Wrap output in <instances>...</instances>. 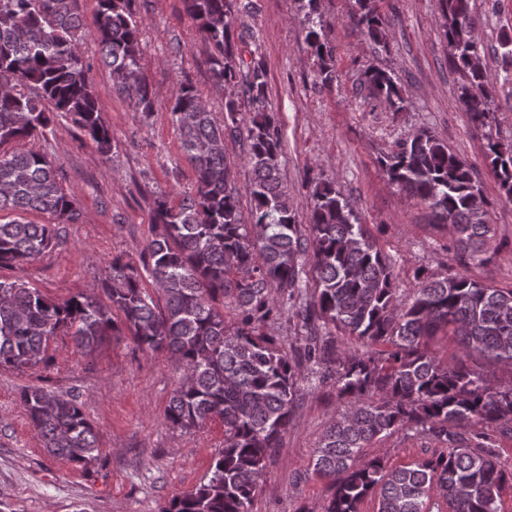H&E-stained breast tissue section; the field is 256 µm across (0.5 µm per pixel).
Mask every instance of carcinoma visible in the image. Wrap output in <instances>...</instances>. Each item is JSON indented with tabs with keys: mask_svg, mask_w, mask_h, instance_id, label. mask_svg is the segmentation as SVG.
<instances>
[{
	"mask_svg": "<svg viewBox=\"0 0 512 512\" xmlns=\"http://www.w3.org/2000/svg\"><path fill=\"white\" fill-rule=\"evenodd\" d=\"M133 0H97L93 41L118 93L137 112H153L154 92L142 64L140 22ZM318 0H297L304 41L331 79L335 46ZM448 60L463 82L458 98L482 131L484 153L501 199L512 203V145L492 134V84L474 43L471 0H440ZM210 48L208 63L224 88L218 123L190 81L180 83L171 116L195 172V192L175 200L151 197L154 236L140 263L117 257L95 293L56 302L39 289L0 277V367L24 373L48 366L49 342L69 337L93 350L115 329L112 311L139 349L167 357L180 371L165 411L185 432L212 421L224 425V447L207 481L173 498L161 512H251L266 459L280 447L301 396L302 368L332 379L347 405L322 433L313 471L333 481L322 512H500L512 490L501 438H512V384L493 386L477 361L512 366V287L462 273L436 278L416 273L411 294H398L396 263L366 234L358 211L335 186L318 182L308 231L296 223L280 177L283 140L267 106L264 58L244 53L247 35L236 15L241 0H184ZM356 26L381 48L389 29L377 0H356ZM78 0H0V213L38 212L45 224L0 222V270L33 261L61 242L60 225L78 223L74 195L64 191L56 162L20 145L46 137L57 119L73 124L110 158L112 130L104 122L80 50ZM363 85L391 112L406 109L400 82L370 68ZM244 143L251 178V223L239 207L233 163L225 142ZM399 191L432 210L448 231L458 265L480 260L494 235L488 202L470 166L432 131L396 142L381 160ZM315 273L312 298L300 301L306 261ZM152 280L165 305L144 287ZM309 325L331 324L360 342L339 353L328 338L310 336L285 347L266 328L283 313ZM446 330L458 337L460 357L448 367L426 348ZM28 420L51 456L84 467L97 459L93 425L76 397L39 385L19 391ZM418 428L437 448L396 468L361 462L376 438Z\"/></svg>",
	"mask_w": 512,
	"mask_h": 512,
	"instance_id": "cac0c4a2",
	"label": "carcinoma"
}]
</instances>
